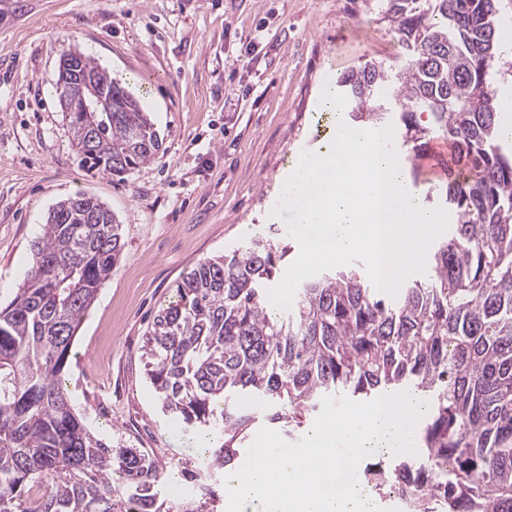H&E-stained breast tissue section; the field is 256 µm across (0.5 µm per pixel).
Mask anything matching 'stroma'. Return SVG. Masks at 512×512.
I'll return each instance as SVG.
<instances>
[{
    "mask_svg": "<svg viewBox=\"0 0 512 512\" xmlns=\"http://www.w3.org/2000/svg\"><path fill=\"white\" fill-rule=\"evenodd\" d=\"M379 0H0V304L33 264L49 211L84 193L120 224L122 257L78 328L65 382L72 403L115 447L155 449L165 477L202 441L164 414L146 375L154 318L199 261L272 241V216L301 151L321 152L342 112L323 88L369 60H395ZM502 120L512 125V0H496ZM90 55L139 96L162 148L124 177L88 171L53 92L59 55ZM407 185L445 205V157Z\"/></svg>",
    "mask_w": 512,
    "mask_h": 512,
    "instance_id": "35a3bbf8",
    "label": "stroma"
}]
</instances>
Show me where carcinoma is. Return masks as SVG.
Masks as SVG:
<instances>
[{
	"label": "carcinoma",
	"mask_w": 512,
	"mask_h": 512,
	"mask_svg": "<svg viewBox=\"0 0 512 512\" xmlns=\"http://www.w3.org/2000/svg\"><path fill=\"white\" fill-rule=\"evenodd\" d=\"M382 20L404 47L337 80L349 118L389 120L404 142L452 144L472 176L448 182L455 216L429 273L396 298L354 267L307 279L292 308L268 306L285 261L261 236L200 261L145 340L149 382L168 416L224 442L178 463L193 496L176 503L150 448H113L88 429L62 384L75 332L121 258L119 224L77 194L48 213L34 263L0 306V512H218L215 476L260 424L285 433L325 396L369 401L409 391L430 402L416 456L373 465L371 486L409 512H512V155L501 145L494 76L495 0H386ZM90 80L107 112H84L66 85ZM82 167L112 176L162 145L149 113L77 49L55 83Z\"/></svg>",
	"instance_id": "obj_1"
}]
</instances>
